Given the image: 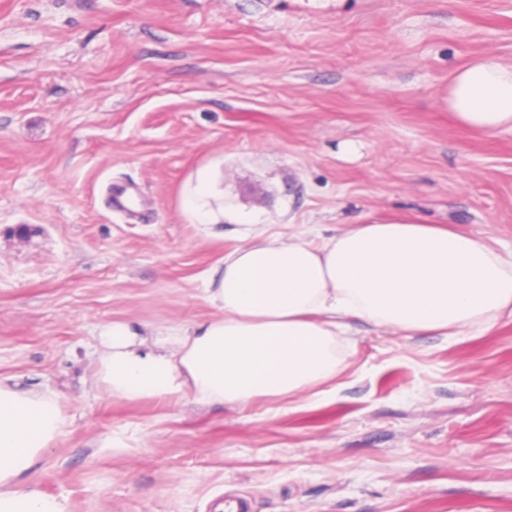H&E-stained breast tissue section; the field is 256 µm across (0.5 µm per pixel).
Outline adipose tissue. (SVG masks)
I'll list each match as a JSON object with an SVG mask.
<instances>
[{"label":"adipose tissue","mask_w":512,"mask_h":512,"mask_svg":"<svg viewBox=\"0 0 512 512\" xmlns=\"http://www.w3.org/2000/svg\"><path fill=\"white\" fill-rule=\"evenodd\" d=\"M448 110L469 130L512 131V61L486 53L451 72ZM203 297L216 317L147 352L128 325L106 328L97 374L113 396L244 405L311 393L338 373L336 338L353 320L462 333L512 313V255L417 218H369L335 236L238 246ZM66 426L54 398L0 383V512H65L18 482Z\"/></svg>","instance_id":"1"}]
</instances>
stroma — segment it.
I'll use <instances>...</instances> for the list:
<instances>
[{
    "label": "stroma",
    "instance_id": "stroma-1",
    "mask_svg": "<svg viewBox=\"0 0 512 512\" xmlns=\"http://www.w3.org/2000/svg\"><path fill=\"white\" fill-rule=\"evenodd\" d=\"M512 60V0H0V381L68 416L23 486L65 512H512V316L354 322L318 397H113L115 323L208 321L253 238L417 217L512 252V131L448 75ZM135 188L129 217L110 189ZM203 202L214 223L190 214Z\"/></svg>",
    "mask_w": 512,
    "mask_h": 512
}]
</instances>
